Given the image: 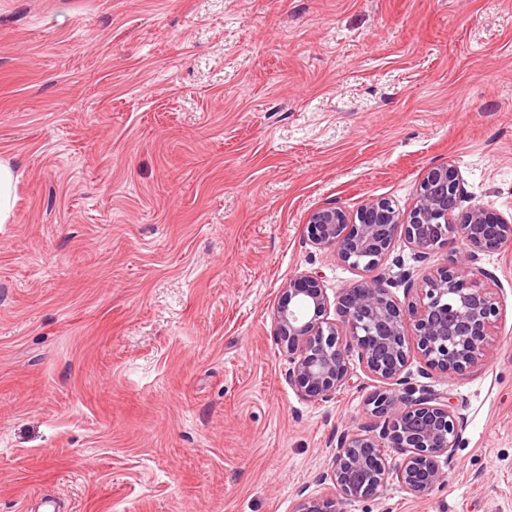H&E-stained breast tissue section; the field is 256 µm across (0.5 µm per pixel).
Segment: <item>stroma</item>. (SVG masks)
Segmentation results:
<instances>
[{"mask_svg":"<svg viewBox=\"0 0 512 512\" xmlns=\"http://www.w3.org/2000/svg\"><path fill=\"white\" fill-rule=\"evenodd\" d=\"M0 158V512H292L377 386L288 383L289 279L364 278L308 217L450 162L512 221V0H0ZM447 252L399 235L376 274L402 299ZM480 266L489 361L428 381L457 469L342 512H512V243ZM17 176L7 160L0 159V224H8L15 204Z\"/></svg>","mask_w":512,"mask_h":512,"instance_id":"35a3bbf8","label":"stroma"}]
</instances>
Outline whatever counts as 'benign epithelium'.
<instances>
[{
    "label": "benign epithelium",
    "instance_id": "obj_1",
    "mask_svg": "<svg viewBox=\"0 0 512 512\" xmlns=\"http://www.w3.org/2000/svg\"><path fill=\"white\" fill-rule=\"evenodd\" d=\"M463 202L460 173L448 162L426 170L407 212L369 199L353 215L338 206L309 215L313 243L367 274L385 260L399 234L421 260L444 249L452 235L461 246L420 283L404 275L408 291L417 294L407 307L380 278L341 289L336 321L328 319L319 275L301 273L283 289L274 334L288 357V381L302 399L323 401L341 390L354 356L381 383L366 399L373 422L336 443L323 476L331 492L300 494L293 512H339L342 503L375 496L391 476L409 496L426 499L455 469L463 421L448 395L424 389L414 396L407 368L416 357L426 378L450 381L468 372L485 357L489 328L499 318V301L476 275L483 255L512 242V222ZM393 451L402 458L390 461Z\"/></svg>",
    "mask_w": 512,
    "mask_h": 512
}]
</instances>
